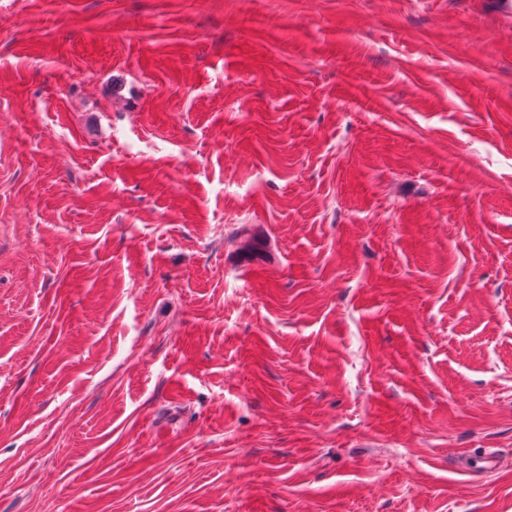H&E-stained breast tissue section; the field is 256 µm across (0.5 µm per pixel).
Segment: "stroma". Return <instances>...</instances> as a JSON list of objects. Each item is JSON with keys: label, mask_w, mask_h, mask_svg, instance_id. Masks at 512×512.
<instances>
[{"label": "stroma", "mask_w": 512, "mask_h": 512, "mask_svg": "<svg viewBox=\"0 0 512 512\" xmlns=\"http://www.w3.org/2000/svg\"><path fill=\"white\" fill-rule=\"evenodd\" d=\"M497 2L0 0V512H512Z\"/></svg>", "instance_id": "obj_1"}]
</instances>
